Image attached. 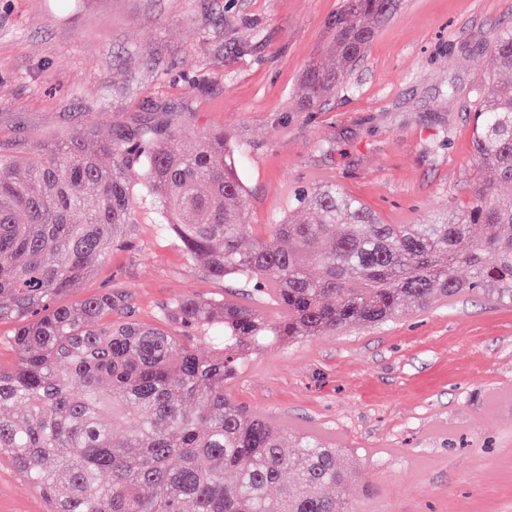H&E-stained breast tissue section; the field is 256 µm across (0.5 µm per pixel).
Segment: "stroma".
I'll return each instance as SVG.
<instances>
[{
    "label": "stroma",
    "mask_w": 512,
    "mask_h": 512,
    "mask_svg": "<svg viewBox=\"0 0 512 512\" xmlns=\"http://www.w3.org/2000/svg\"><path fill=\"white\" fill-rule=\"evenodd\" d=\"M340 0H0V151L111 137L172 120V149L223 132L241 155L246 221L271 240L294 194L332 180L388 224L467 202L468 94L512 30V0H404L346 82L311 111L301 75L321 62ZM155 211L94 258L67 304L105 290L157 323L183 296L224 295ZM291 432L363 455L346 497L364 512H512V306L471 295L382 326L285 344L230 384ZM373 490L365 498V490ZM0 459V512H49Z\"/></svg>",
    "instance_id": "stroma-1"
}]
</instances>
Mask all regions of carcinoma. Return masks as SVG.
Here are the masks:
<instances>
[{
    "label": "carcinoma",
    "instance_id": "carcinoma-1",
    "mask_svg": "<svg viewBox=\"0 0 512 512\" xmlns=\"http://www.w3.org/2000/svg\"><path fill=\"white\" fill-rule=\"evenodd\" d=\"M400 4L342 0L323 61L303 72L302 108L342 86ZM488 67L492 86H476L470 106L472 196L421 224H386L323 180L271 225L276 246L246 247L239 152L210 131L174 153L172 121L117 129L96 149L76 140L0 153V321L16 324L17 353L13 368H0V457L52 512H359L343 493L357 457L291 435L228 385L285 343L462 295L512 305V78L500 80L512 73V31L496 38ZM131 170L142 181L131 183ZM138 207L157 210L208 276L270 299L278 319L201 296L170 301L160 326L106 321L120 307L110 290L59 304Z\"/></svg>",
    "mask_w": 512,
    "mask_h": 512
}]
</instances>
